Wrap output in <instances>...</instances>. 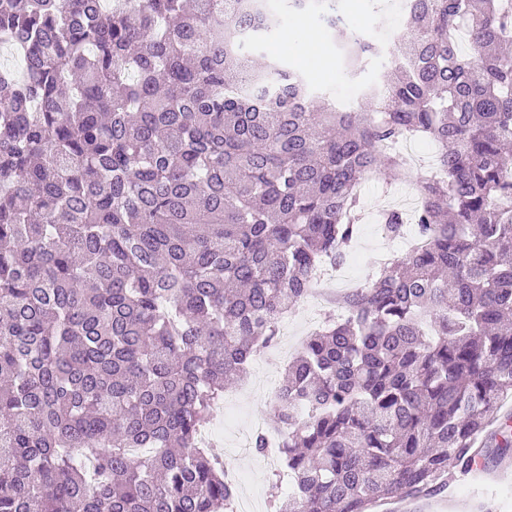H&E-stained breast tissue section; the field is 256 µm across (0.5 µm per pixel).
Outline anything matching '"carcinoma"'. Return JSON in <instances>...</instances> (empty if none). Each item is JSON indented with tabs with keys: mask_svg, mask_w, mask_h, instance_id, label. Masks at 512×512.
Listing matches in <instances>:
<instances>
[{
	"mask_svg": "<svg viewBox=\"0 0 512 512\" xmlns=\"http://www.w3.org/2000/svg\"><path fill=\"white\" fill-rule=\"evenodd\" d=\"M294 15L352 76L379 53L342 0H0V512H226L198 433L348 257L364 178L413 175L408 136L435 147L421 245L288 365L275 512H376L512 455V0H405L391 77L347 110L257 64Z\"/></svg>",
	"mask_w": 512,
	"mask_h": 512,
	"instance_id": "obj_1",
	"label": "carcinoma"
}]
</instances>
